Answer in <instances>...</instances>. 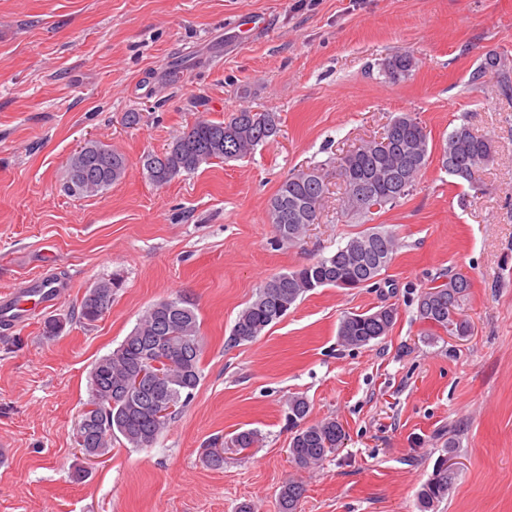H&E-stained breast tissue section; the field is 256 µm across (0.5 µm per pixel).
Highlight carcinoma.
Masks as SVG:
<instances>
[{
    "instance_id": "1",
    "label": "carcinoma",
    "mask_w": 512,
    "mask_h": 512,
    "mask_svg": "<svg viewBox=\"0 0 512 512\" xmlns=\"http://www.w3.org/2000/svg\"><path fill=\"white\" fill-rule=\"evenodd\" d=\"M418 65L414 55L397 54L383 63V72L390 82L397 83L411 76ZM492 79L503 93L512 94V66L507 59L498 55L492 64L481 62L470 73L469 83L481 85ZM399 118L404 123L399 125L386 152L377 151V143L370 141L342 159L339 172L345 179L346 192L337 204L342 216L357 218L364 224L373 220L374 212L362 206L358 198L362 186L374 189L382 208L396 205L413 191L419 173L430 158L429 137L414 115L403 113ZM277 132L275 116L270 112L244 109L219 122L202 118L168 144L164 161L150 164L152 153L148 152L140 157V163L149 180L156 186H163L177 175L193 173L215 159L244 158ZM494 153L495 141L475 134L463 122L448 133L440 146L441 167L448 175L477 191L479 173L493 160ZM126 168L123 153L101 142L90 141L85 152H76L70 157L62 190L72 197L102 193L122 180ZM315 178L325 181L323 169L294 171L271 198L268 220L280 240L299 241L308 226L317 221L325 189L311 196V183ZM397 247L395 231L379 224L366 228L312 263L271 276L237 316L228 343L236 346L254 341L268 326L285 316L299 298L316 288L330 286L351 290L379 288L389 283L384 274ZM120 287L121 280L117 277L98 282L80 301L76 320L86 325L98 321L111 308L112 298ZM470 288L472 280L468 274L448 270L442 283L421 292L417 306L419 320L450 336L465 335L470 323L462 317L460 305ZM397 315V308L392 304L347 315L339 324L338 339L351 347L378 341L388 336ZM173 350L183 351L184 357L164 366L169 406L151 402L145 393L139 396L128 393L138 374H149L151 362L168 356ZM202 353L200 321L190 298L177 295L150 306L121 343L94 363L89 373V399L81 418L89 428L90 443L81 442L78 430L76 447H89L95 456L101 457L108 454L116 441L133 448L152 446L199 386ZM309 411L310 405L304 397L288 399V420L295 428L289 452L299 466L316 468L328 455L343 447L346 432L334 418L306 422ZM259 442L258 431H238L225 448L206 449L205 462L221 468L224 450L243 452ZM451 481L448 467L437 465L418 493L422 512L434 508L447 494ZM304 493L302 482L295 479L284 482L278 494V512H297Z\"/></svg>"
}]
</instances>
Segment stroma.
<instances>
[{
    "instance_id": "35a3bbf8",
    "label": "stroma",
    "mask_w": 512,
    "mask_h": 512,
    "mask_svg": "<svg viewBox=\"0 0 512 512\" xmlns=\"http://www.w3.org/2000/svg\"><path fill=\"white\" fill-rule=\"evenodd\" d=\"M262 13L274 35L246 37ZM512 60V0H0V295L51 273L50 311L0 326V512H277L291 477L298 512H420L440 457L453 480L434 512H512V96L469 75L487 52ZM419 66L389 82L383 60ZM275 113L279 132L244 158L213 161L155 186L144 153L162 151L198 116ZM141 113L140 124L123 121ZM432 144L460 123L495 140L481 189L456 184L431 155L413 191L374 221L395 230L390 288L307 292L255 341L226 339L273 274L335 250L364 226L340 217L336 167L401 113ZM122 151L125 178L103 194L60 185L85 140ZM323 167L326 198L303 240L279 241L268 204L288 174ZM459 269L473 286L466 336L431 337L417 299ZM120 274L111 309L70 320L97 282ZM192 298L202 377L191 402L149 448L114 443L89 462L74 435L94 362L153 303ZM384 304L383 340L347 347L341 318ZM65 318L43 336L46 315ZM309 422L336 419L344 446L316 469L289 454V397ZM238 429L262 439L203 461ZM305 491L301 481L288 479L284 482L278 494V512H296Z\"/></svg>"
}]
</instances>
